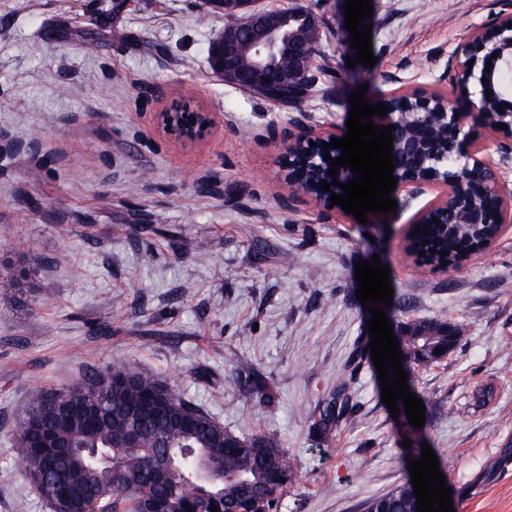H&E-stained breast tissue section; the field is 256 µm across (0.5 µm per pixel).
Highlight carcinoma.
Segmentation results:
<instances>
[{
	"instance_id": "carcinoma-1",
	"label": "carcinoma",
	"mask_w": 512,
	"mask_h": 512,
	"mask_svg": "<svg viewBox=\"0 0 512 512\" xmlns=\"http://www.w3.org/2000/svg\"><path fill=\"white\" fill-rule=\"evenodd\" d=\"M268 85L255 94L288 103L303 101L315 78L302 81L289 74L288 57L268 63ZM497 92L512 95V65L497 75ZM472 246L464 230L448 225V254ZM402 367L434 363L435 350L448 336V321L428 318L404 322L391 316ZM346 381L323 400L312 431L328 441L348 408ZM49 427L55 441L72 448H97L106 461L73 462L47 457L37 444V430ZM12 447L22 456L24 474L50 509L64 501L67 512H142L148 497L161 498L168 512H272L278 494L294 476V463L274 435L257 427L248 436L224 428L208 412L185 401L172 387L130 361L94 368L61 389L34 383L28 390L25 414L10 433ZM178 457L185 476L157 485L151 470L164 456ZM202 458L223 485L199 493L191 462ZM364 512H418L411 478L388 493L369 499Z\"/></svg>"
}]
</instances>
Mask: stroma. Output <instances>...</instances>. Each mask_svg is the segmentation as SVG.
<instances>
[{"mask_svg": "<svg viewBox=\"0 0 512 512\" xmlns=\"http://www.w3.org/2000/svg\"><path fill=\"white\" fill-rule=\"evenodd\" d=\"M321 24L318 64L334 75L288 105L224 83L208 45L222 12L202 0H0V512H50L9 433L28 388H62L129 360L239 435L276 436L295 463L278 512H362L404 480L402 442L426 441L455 512H512V224L484 257L448 274L406 257L402 229L427 196L372 213L292 199L274 165L300 126L344 129L356 50L342 0H260ZM374 66L356 65L366 98L453 90L448 60L470 28L512 0H372ZM192 93L217 113L214 134L181 148L153 115ZM262 250H254V240ZM389 266L404 320L460 328L439 363L412 367L423 428L381 400L373 362L348 385L352 411L331 441L312 416L370 311L356 264ZM263 371L253 397L231 364Z\"/></svg>", "mask_w": 512, "mask_h": 512, "instance_id": "1", "label": "stroma"}]
</instances>
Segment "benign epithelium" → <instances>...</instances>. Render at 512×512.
<instances>
[{
    "label": "benign epithelium",
    "instance_id": "7a95c632",
    "mask_svg": "<svg viewBox=\"0 0 512 512\" xmlns=\"http://www.w3.org/2000/svg\"><path fill=\"white\" fill-rule=\"evenodd\" d=\"M257 0H210V5L226 15L238 16L251 12L258 17L261 28L255 39V63L251 71L244 73L236 64L237 37L227 31L213 39L209 47V67L224 82L239 88H251L264 78L267 61L283 48H288L297 72L304 75L312 68V57L307 43L294 40L299 30H309L317 25V19L299 10H269L256 7ZM500 32H495V29ZM498 57H493V54ZM512 62V14L500 18L489 29L475 28L453 52L452 82L462 88L474 85L478 95L467 101V111L462 112L458 102L446 93L412 89L395 94L416 106V112L387 111L386 116L373 115L376 126H393V146L398 152L412 159L405 164L393 157V177L398 190L410 197L422 195L428 190L437 192L435 199L419 209L408 224L404 225L402 244L406 255L419 267L446 273L450 269H464L475 257L490 252L507 224H512V192L501 183L499 169L512 153V100H487L486 91L494 83L497 65ZM504 112H498V108ZM158 129L170 140L193 146L207 140L217 127L216 113L202 110L194 97L183 95L172 101L162 111L154 113ZM508 129L503 130L498 124ZM488 133L478 138V130ZM339 137L333 126L304 128L278 147L275 165L282 185L289 194L303 196L315 205L330 208L332 194L343 190L332 185L333 179L341 183L349 180V170L339 167L336 176L328 174L331 160L341 156L338 148L330 150L331 159L324 160L323 146ZM315 146H310V142ZM499 158H494V155ZM317 172L331 183L330 190L314 188L305 180L304 173ZM476 177L483 178L486 193L494 196L498 209L488 216L482 209L471 204L465 183ZM441 214H455L460 223L474 229L477 242L470 250L458 257L431 253L439 240L426 243L413 232L418 225L427 224ZM425 256H420V252ZM197 484L206 494L223 483V477L213 473L206 464L198 462L193 468Z\"/></svg>",
    "mask_w": 512,
    "mask_h": 512
}]
</instances>
